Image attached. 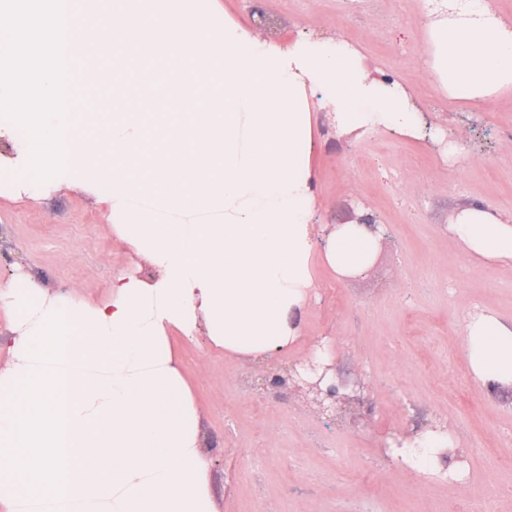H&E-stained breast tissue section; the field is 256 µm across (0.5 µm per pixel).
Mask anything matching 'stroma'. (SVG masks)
Listing matches in <instances>:
<instances>
[{
  "label": "stroma",
  "instance_id": "stroma-1",
  "mask_svg": "<svg viewBox=\"0 0 512 512\" xmlns=\"http://www.w3.org/2000/svg\"><path fill=\"white\" fill-rule=\"evenodd\" d=\"M222 18L279 49L302 37L347 40L370 72L404 87L454 143L450 162L424 138L388 130L353 139L312 105L317 221L366 210L386 230L370 269L336 281L316 267L300 338L285 367L326 344L336 379L364 385L365 402L329 422L299 393L264 389L265 366L209 345L204 332L170 342L198 409L215 512H512V392L472 376L462 326L489 310L512 321V267L465 259L448 226L461 208L512 216V91L474 107L449 101L426 67L422 0H214ZM274 18L256 31L258 12ZM155 271L112 232L96 193L54 181L38 195L0 188V292L28 275L48 294L107 297L112 276ZM443 426L462 479L398 464L393 442Z\"/></svg>",
  "mask_w": 512,
  "mask_h": 512
}]
</instances>
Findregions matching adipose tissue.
<instances>
[{
  "mask_svg": "<svg viewBox=\"0 0 512 512\" xmlns=\"http://www.w3.org/2000/svg\"><path fill=\"white\" fill-rule=\"evenodd\" d=\"M427 65L449 100L512 90V26L474 0H443ZM71 22L66 175L102 190L117 238L159 276L112 277L109 298H47L29 278L0 295L18 337L0 371V503L7 512H214L203 434L168 333L205 329L225 355L262 363L299 336L314 261L366 270L378 229L315 222L309 105L346 133L418 136L407 92L368 77L344 40L279 50L211 0H104ZM449 232L472 259L512 266V218L471 205ZM474 378L512 388V322L463 328ZM450 440L429 432L405 463L441 472Z\"/></svg>",
  "mask_w": 512,
  "mask_h": 512,
  "instance_id": "ef3b65f1",
  "label": "adipose tissue"
}]
</instances>
